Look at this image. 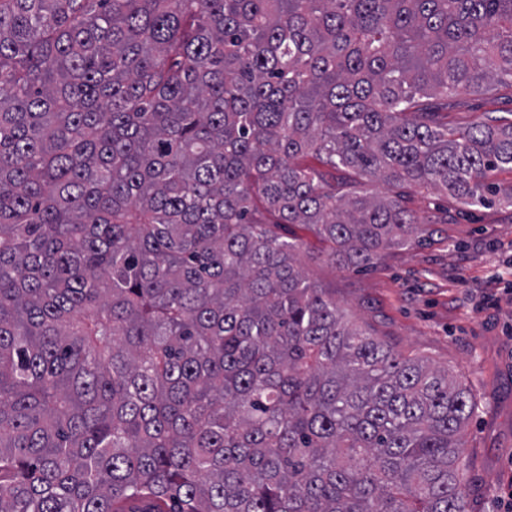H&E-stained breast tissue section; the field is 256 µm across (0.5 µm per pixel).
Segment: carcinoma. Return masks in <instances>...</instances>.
I'll return each mask as SVG.
<instances>
[{
	"instance_id": "obj_1",
	"label": "carcinoma",
	"mask_w": 512,
	"mask_h": 512,
	"mask_svg": "<svg viewBox=\"0 0 512 512\" xmlns=\"http://www.w3.org/2000/svg\"><path fill=\"white\" fill-rule=\"evenodd\" d=\"M496 85L512 0H0V512H473L474 396L280 230L354 270L404 188L511 205L512 119L440 120Z\"/></svg>"
}]
</instances>
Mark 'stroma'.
I'll return each mask as SVG.
<instances>
[{
	"mask_svg": "<svg viewBox=\"0 0 512 512\" xmlns=\"http://www.w3.org/2000/svg\"><path fill=\"white\" fill-rule=\"evenodd\" d=\"M512 112V91L459 96L448 120L467 124L485 112ZM419 242L386 250L359 272L326 258L306 229L300 261L348 317L403 357L447 370L480 404L463 430L475 512H500L512 483V206L464 207L436 191L408 192Z\"/></svg>",
	"mask_w": 512,
	"mask_h": 512,
	"instance_id": "stroma-1",
	"label": "stroma"
}]
</instances>
